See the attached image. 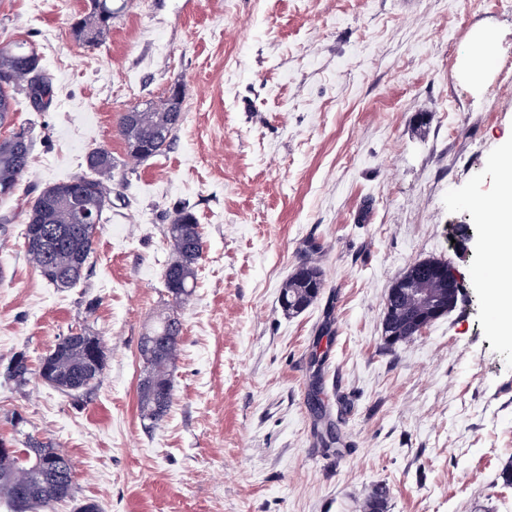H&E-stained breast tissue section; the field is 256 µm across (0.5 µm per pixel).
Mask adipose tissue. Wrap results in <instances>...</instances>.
<instances>
[{"label":"adipose tissue","instance_id":"adipose-tissue-1","mask_svg":"<svg viewBox=\"0 0 512 512\" xmlns=\"http://www.w3.org/2000/svg\"><path fill=\"white\" fill-rule=\"evenodd\" d=\"M491 167L498 177V190L479 207L478 216L488 226L486 283L493 325L508 337L512 335V145L493 157Z\"/></svg>","mask_w":512,"mask_h":512}]
</instances>
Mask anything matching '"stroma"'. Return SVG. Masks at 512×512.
I'll return each instance as SVG.
<instances>
[{
    "instance_id": "1",
    "label": "stroma",
    "mask_w": 512,
    "mask_h": 512,
    "mask_svg": "<svg viewBox=\"0 0 512 512\" xmlns=\"http://www.w3.org/2000/svg\"><path fill=\"white\" fill-rule=\"evenodd\" d=\"M87 5L0 0V30L34 46L56 91L0 127L34 138L0 198V370L19 350L39 364L73 328L106 355L78 406L0 373V437L32 434L76 465L74 499L44 512H364L381 483L388 512H512V339L492 326L474 217L512 142V0H112L95 47L71 35ZM481 26L500 40L476 88L459 65ZM175 85L173 145L114 179L84 281L49 286L24 249L26 189L81 173L96 147L125 158L121 114ZM184 203L205 246L178 310L174 403L148 428L138 343L173 309L165 228ZM427 258L455 268L459 300L387 345L388 290ZM305 260L325 288L285 314L280 288Z\"/></svg>"
}]
</instances>
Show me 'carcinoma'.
Returning <instances> with one entry per match:
<instances>
[{
	"mask_svg": "<svg viewBox=\"0 0 512 512\" xmlns=\"http://www.w3.org/2000/svg\"><path fill=\"white\" fill-rule=\"evenodd\" d=\"M112 0H89L87 10L76 17L72 25L75 41L85 46L99 44L98 31L112 27ZM9 54L0 52V126H4L5 115L14 111L15 95L21 94L27 102L37 96L46 97L38 110H47L53 101L54 84L43 72L41 58L36 50L20 41H13ZM35 65L41 72L39 86L29 87L14 84L6 77L14 67ZM139 110L136 128L126 126L127 115L120 119V134L127 148L136 145L145 147L138 161L163 154L173 143L183 121V115L173 110L170 100L165 98L158 104L149 103ZM25 139L23 147L0 141V197L13 195L22 177L31 166V138L29 130L20 132ZM88 173L44 187L34 198L27 210V225L33 231V243L26 248L27 256L42 278L52 287L66 289L74 287L87 269L94 250L99 224L105 220L104 213L112 204V178L119 162L112 151L97 148L86 155ZM86 184L87 205L97 213L98 223L84 224L71 206L70 197L75 183ZM61 232L64 241L55 247L40 250L34 242L40 240V233ZM165 238L169 246V259L163 270V285L173 303H185L193 293L198 275V262L203 253V239L198 219L190 206L177 207L170 216ZM417 264L427 267V274L421 277L414 294L433 298L444 288V271L448 263L438 259H424ZM324 282L321 270L306 261L302 263L283 283L279 304L283 312L298 314L316 301L322 293ZM409 299L404 296L398 304L397 319L391 324L387 339L391 346L411 340L415 333L410 326L408 313ZM183 329L182 321L175 312L160 315L154 325L145 333L149 338L158 337L159 345L149 347L139 344V355L143 368L151 374V385L138 387L137 410L142 421L154 426L166 417L174 395V372L178 345ZM85 334L62 337L54 349L41 359L38 376L48 385L80 403L84 390L99 379L103 368L92 365ZM4 375L14 383L24 385L32 375L29 356L24 351L16 352L4 368ZM31 461L15 454H0V500L10 505L14 502L18 485L29 471ZM386 488L380 484L364 503L365 512H387L389 499L379 500L378 491ZM75 495L73 464L64 454L59 453V464L49 484H33L30 487L28 512H38L62 499Z\"/></svg>",
	"mask_w": 512,
	"mask_h": 512,
	"instance_id": "carcinoma-1",
	"label": "carcinoma"
}]
</instances>
